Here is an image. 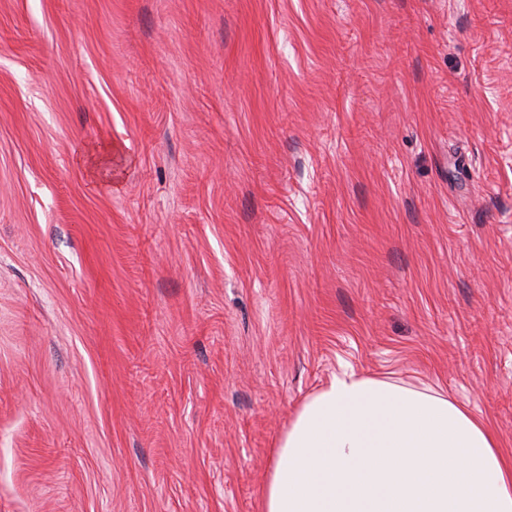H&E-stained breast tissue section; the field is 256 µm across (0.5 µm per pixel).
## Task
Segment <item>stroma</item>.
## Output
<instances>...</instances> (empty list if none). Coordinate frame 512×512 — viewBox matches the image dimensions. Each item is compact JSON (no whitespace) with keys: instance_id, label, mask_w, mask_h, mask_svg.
Masks as SVG:
<instances>
[{"instance_id":"stroma-1","label":"stroma","mask_w":512,"mask_h":512,"mask_svg":"<svg viewBox=\"0 0 512 512\" xmlns=\"http://www.w3.org/2000/svg\"><path fill=\"white\" fill-rule=\"evenodd\" d=\"M346 372L512 458V0H0V512H261Z\"/></svg>"}]
</instances>
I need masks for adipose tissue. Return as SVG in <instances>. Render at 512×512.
<instances>
[{
	"label": "adipose tissue",
	"instance_id": "adipose-tissue-1",
	"mask_svg": "<svg viewBox=\"0 0 512 512\" xmlns=\"http://www.w3.org/2000/svg\"><path fill=\"white\" fill-rule=\"evenodd\" d=\"M262 512H512V460L445 394L346 373L278 439Z\"/></svg>",
	"mask_w": 512,
	"mask_h": 512
}]
</instances>
